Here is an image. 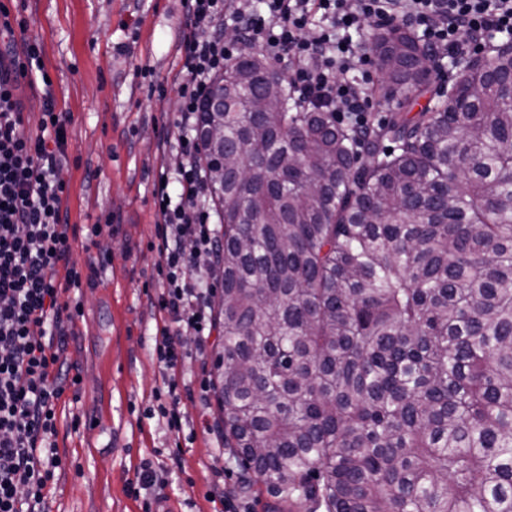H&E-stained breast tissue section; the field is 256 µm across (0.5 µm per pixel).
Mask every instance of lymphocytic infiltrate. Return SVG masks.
<instances>
[{
	"mask_svg": "<svg viewBox=\"0 0 512 512\" xmlns=\"http://www.w3.org/2000/svg\"><path fill=\"white\" fill-rule=\"evenodd\" d=\"M181 0L187 33L177 78L180 165L162 172L155 191L161 228L158 304L165 314L154 355L169 399L161 415L183 428L176 369L185 332L204 357L211 335L212 286L199 274L216 269L220 237L210 222L209 187L194 134L200 101L240 45L285 60V79L306 107L365 122L372 110L371 53L353 35L364 25L407 19L428 49L470 59L512 34V0ZM233 13L238 42L225 40L220 21ZM46 78L40 43L0 49V512H45L64 462L57 450L56 403L63 389L70 292L82 275L72 259L74 238L63 212L65 182L57 154L69 117L46 97L37 130L25 122L20 77Z\"/></svg>",
	"mask_w": 512,
	"mask_h": 512,
	"instance_id": "lymphocytic-infiltrate-1",
	"label": "lymphocytic infiltrate"
}]
</instances>
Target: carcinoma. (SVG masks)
Here are the masks:
<instances>
[{
	"label": "carcinoma",
	"instance_id": "cac0c4a2",
	"mask_svg": "<svg viewBox=\"0 0 512 512\" xmlns=\"http://www.w3.org/2000/svg\"><path fill=\"white\" fill-rule=\"evenodd\" d=\"M368 46L380 121L304 107L250 47L200 107L224 447L291 509L512 512V40L446 95L414 30Z\"/></svg>",
	"mask_w": 512,
	"mask_h": 512
}]
</instances>
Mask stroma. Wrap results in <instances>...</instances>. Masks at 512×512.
Here are the masks:
<instances>
[{"mask_svg": "<svg viewBox=\"0 0 512 512\" xmlns=\"http://www.w3.org/2000/svg\"><path fill=\"white\" fill-rule=\"evenodd\" d=\"M22 20L15 41H39L52 85L22 84L24 112L37 128L45 91L68 112L62 160L64 206L75 237L73 259L82 285L70 292L81 313L65 356L81 377L65 385L57 406L56 443L65 469L48 512H143L159 498L168 512H216V479L231 490V512H269L273 499L239 492L240 468L218 455L222 432L214 390L218 336L205 360L184 337L186 356L176 375L190 388L180 410L181 433L159 414L163 371L154 356L162 313V276L155 245L154 184L174 168L179 107L174 81L181 69L184 30L180 0H0ZM111 224L95 246L86 236ZM150 464L152 479L136 472Z\"/></svg>", "mask_w": 512, "mask_h": 512, "instance_id": "35a3bbf8", "label": "stroma"}]
</instances>
